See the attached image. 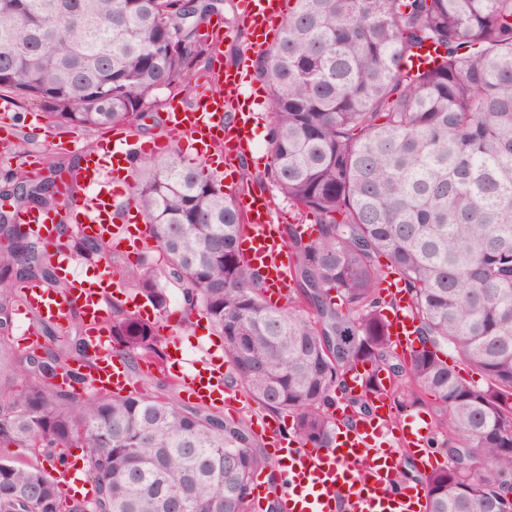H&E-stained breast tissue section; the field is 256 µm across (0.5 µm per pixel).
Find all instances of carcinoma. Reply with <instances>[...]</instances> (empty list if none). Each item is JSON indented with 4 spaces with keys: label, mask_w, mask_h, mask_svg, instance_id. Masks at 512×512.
<instances>
[{
    "label": "carcinoma",
    "mask_w": 512,
    "mask_h": 512,
    "mask_svg": "<svg viewBox=\"0 0 512 512\" xmlns=\"http://www.w3.org/2000/svg\"><path fill=\"white\" fill-rule=\"evenodd\" d=\"M218 0H0V91L35 102L73 129L137 127L155 94L185 90L205 48L199 26ZM432 63L410 70L423 48ZM268 88L264 176L316 235L291 234L294 293L263 297L242 255L236 198L199 166L132 160V199L162 266L124 273L154 307L167 284L185 310L224 339L229 379L272 412L292 415L302 445L328 448L343 398L369 412L382 394L400 408L434 397L435 434L450 464L421 476L428 512H512V0H287L278 38L257 52ZM62 162L34 179L12 170L0 193V330L7 301L39 283L67 289L54 254L18 212L55 206ZM70 252L116 263L109 246L72 231ZM385 255L383 271L375 258ZM398 275L422 346L393 351L382 280ZM112 356L166 372L168 337L111 296ZM22 352L0 345V448H31L38 465L0 460V512H250L268 467L241 423L143 393L85 398L56 386L70 368L88 385L97 357L86 338L46 330ZM455 351L480 379L440 357ZM76 366H71V363ZM370 365L365 389L345 375ZM84 449L92 495L69 501L60 477Z\"/></svg>",
    "instance_id": "1"
}]
</instances>
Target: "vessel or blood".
<instances>
[{
    "label": "vessel or blood",
    "instance_id": "vessel-or-blood-1",
    "mask_svg": "<svg viewBox=\"0 0 512 512\" xmlns=\"http://www.w3.org/2000/svg\"><path fill=\"white\" fill-rule=\"evenodd\" d=\"M242 8L253 47H263L284 12L283 0H243ZM206 81L210 92L198 95L192 104L170 108L158 144L166 149L179 143L183 152L209 157L217 173L229 175L249 157L260 116L242 101L249 83L247 70L214 68ZM219 142L224 145L220 151L215 148ZM139 149V142L123 134L105 138L97 147L84 151V164L75 171L73 180L63 181L61 208L69 206L72 181H79L88 190L80 211L73 215L86 235L110 244L144 238V231H132L125 212L115 204L120 197L117 185L128 182L132 158ZM237 204L247 220L242 238L246 259L263 270L269 295H285L289 288L288 245L272 219L267 197L248 192L239 195ZM56 219L55 212L44 210H28L19 216L21 224L50 243L56 238ZM59 267L69 282L68 291L55 295L40 286H29L25 292L27 310L57 322L72 307H79L90 340L99 355H106L112 341L105 327L109 315L103 297L112 290L111 271H99L96 282L89 284L73 274L69 259H62ZM385 288L394 300L387 311L390 339L395 346H411L417 324L408 311V298L393 280H386ZM180 382L188 397L200 402L219 401L232 408L238 401L236 392L224 384L223 359L215 354ZM126 386L127 376L118 362L104 363L92 371L91 389L120 392ZM430 429L420 416L392 427L390 405L382 397L376 398L374 411L367 418L351 424L337 418L335 443L329 448H305L293 438L272 431L270 424L258 427L260 434L270 438L273 458L284 464L280 487L285 512H423L422 489L404 485L397 475L404 450L422 467L433 464Z\"/></svg>",
    "mask_w": 512,
    "mask_h": 512
}]
</instances>
